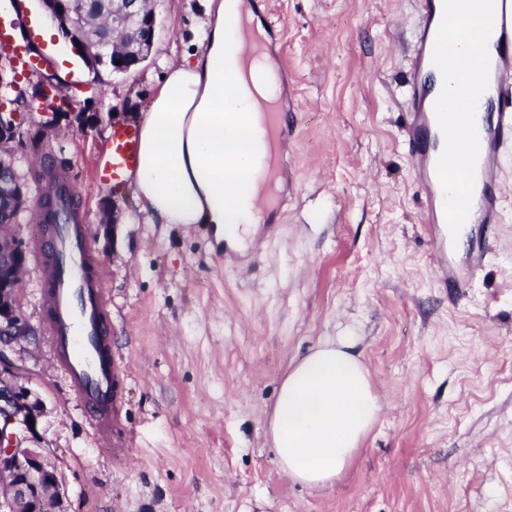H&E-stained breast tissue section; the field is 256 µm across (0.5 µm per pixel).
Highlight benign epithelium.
<instances>
[{
  "label": "benign epithelium",
  "mask_w": 512,
  "mask_h": 512,
  "mask_svg": "<svg viewBox=\"0 0 512 512\" xmlns=\"http://www.w3.org/2000/svg\"><path fill=\"white\" fill-rule=\"evenodd\" d=\"M42 4L70 38L78 54L96 52L93 67L127 73L143 63L153 45L157 15L151 0H97L94 11L107 21V32L86 44L79 37L88 19L85 7H71L69 0H42ZM62 11H57V8ZM121 64H116V61ZM40 123L44 134L55 130L65 117L81 125H92L98 115L65 112L57 102H44ZM18 134L15 113H0V145ZM26 190L19 181L13 161L0 154V207L19 214L25 208ZM14 222L0 224V353L17 345L37 342V330L19 312L16 290L28 253L16 239ZM45 413L42 401L18 381L15 372L0 369V512H65L59 493L60 477L46 463L41 446L40 420Z\"/></svg>",
  "instance_id": "obj_1"
}]
</instances>
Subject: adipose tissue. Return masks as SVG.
I'll list each match as a JSON object with an SVG mask.
<instances>
[{
	"instance_id": "1",
	"label": "adipose tissue",
	"mask_w": 512,
	"mask_h": 512,
	"mask_svg": "<svg viewBox=\"0 0 512 512\" xmlns=\"http://www.w3.org/2000/svg\"><path fill=\"white\" fill-rule=\"evenodd\" d=\"M239 0H204L202 51L167 67L139 130L135 197L153 224H206L216 242L243 245L259 218L255 135L277 94L271 62H227L226 28ZM381 400L350 338L320 342L283 379L269 421L278 464L302 484L333 481L377 421Z\"/></svg>"
}]
</instances>
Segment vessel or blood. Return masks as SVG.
Returning <instances> with one entry per match:
<instances>
[{
  "label": "vessel or blood",
  "instance_id": "b4317fda",
  "mask_svg": "<svg viewBox=\"0 0 512 512\" xmlns=\"http://www.w3.org/2000/svg\"><path fill=\"white\" fill-rule=\"evenodd\" d=\"M486 37L479 68L439 44L448 28V0H417L418 21L406 75L403 143L420 193L430 256L440 285L463 287L448 260L451 230L476 224L482 234L469 253L479 272L500 222V156L512 146V0H488ZM273 148L263 177L268 185L254 201L259 214L279 205L276 181L284 179L279 154L294 131L284 108L266 114ZM139 161V130L114 129L108 159L94 178L122 184ZM46 307V333L57 366L83 404L97 440L111 443L120 421V362L112 351V317L105 304V270L94 256L88 225L70 219L38 233L34 246Z\"/></svg>",
  "mask_w": 512,
  "mask_h": 512
}]
</instances>
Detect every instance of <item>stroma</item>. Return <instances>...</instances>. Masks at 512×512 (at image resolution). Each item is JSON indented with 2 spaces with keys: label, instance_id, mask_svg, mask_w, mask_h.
<instances>
[{
  "label": "stroma",
  "instance_id": "stroma-1",
  "mask_svg": "<svg viewBox=\"0 0 512 512\" xmlns=\"http://www.w3.org/2000/svg\"><path fill=\"white\" fill-rule=\"evenodd\" d=\"M151 53L137 70H94L65 37L39 46L97 127L42 136L38 80L0 44V112L28 205L31 247L44 167L68 173L106 271L112 338L127 376L121 453L96 441L46 340L7 352L44 403L42 445L67 512H512V148L501 222L467 288L436 285L417 186L402 145L414 0H269L270 47L285 76L284 202L224 261L205 225L152 224L132 190L93 169L113 127L142 120L167 63L199 50L198 0H156ZM114 204L111 236L100 227ZM351 337L382 412L347 468L314 488L288 478L266 417L289 367Z\"/></svg>",
  "mask_w": 512,
  "mask_h": 512
}]
</instances>
